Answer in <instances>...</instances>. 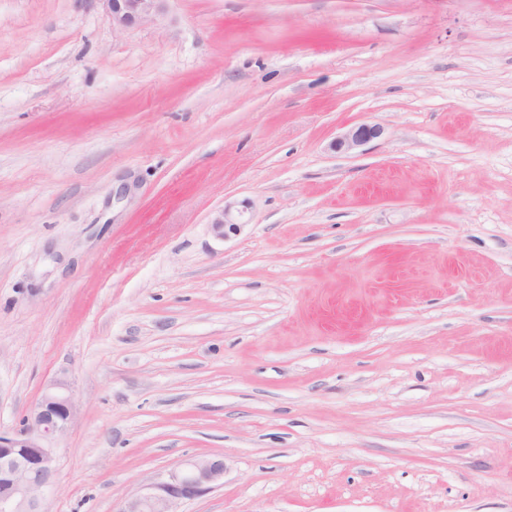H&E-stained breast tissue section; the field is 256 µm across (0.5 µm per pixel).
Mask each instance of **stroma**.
<instances>
[{
  "label": "stroma",
  "instance_id": "1",
  "mask_svg": "<svg viewBox=\"0 0 512 512\" xmlns=\"http://www.w3.org/2000/svg\"><path fill=\"white\" fill-rule=\"evenodd\" d=\"M58 379L48 512H512V0H0V431ZM112 17V26L129 29L154 21L166 0H100ZM382 134V128L376 124L362 123L350 128L342 136L331 144L336 151L351 152L370 141L377 139ZM210 224L214 235L223 240L231 234L238 233L240 226L243 225L242 222H239L231 204H226L221 210L217 211ZM224 470L221 458L190 460L129 499L120 512H177L175 507L180 501L201 497L220 485Z\"/></svg>",
  "mask_w": 512,
  "mask_h": 512
}]
</instances>
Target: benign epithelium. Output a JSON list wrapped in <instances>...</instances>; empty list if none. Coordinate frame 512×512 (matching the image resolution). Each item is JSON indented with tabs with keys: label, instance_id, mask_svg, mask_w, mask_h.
Masks as SVG:
<instances>
[{
	"label": "benign epithelium",
	"instance_id": "obj_1",
	"mask_svg": "<svg viewBox=\"0 0 512 512\" xmlns=\"http://www.w3.org/2000/svg\"><path fill=\"white\" fill-rule=\"evenodd\" d=\"M112 17V26L129 29L151 22L166 0H100ZM382 134L376 124L350 128L331 144L336 151L351 152ZM241 222L230 204L212 217L214 235L226 239L240 231ZM78 407L67 382L50 384L31 417L19 429L0 431V512H46L44 502L53 487L56 458L52 442L74 423ZM224 460L196 458L168 474L133 498L120 512H175L183 500L201 497L224 480Z\"/></svg>",
	"mask_w": 512,
	"mask_h": 512
}]
</instances>
